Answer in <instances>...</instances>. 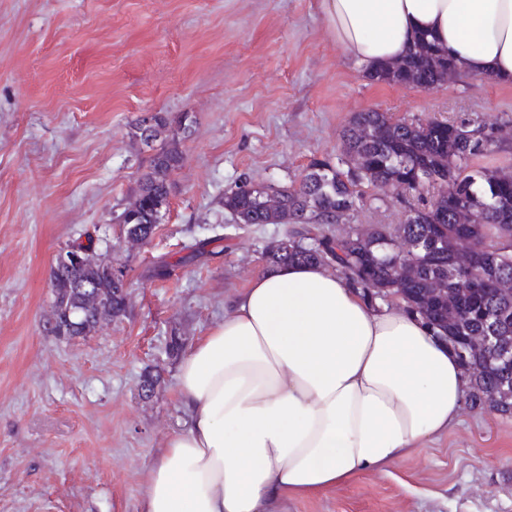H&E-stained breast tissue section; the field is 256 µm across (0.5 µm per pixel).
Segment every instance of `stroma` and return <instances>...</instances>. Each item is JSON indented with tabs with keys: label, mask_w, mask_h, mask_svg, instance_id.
Wrapping results in <instances>:
<instances>
[{
	"label": "stroma",
	"mask_w": 512,
	"mask_h": 512,
	"mask_svg": "<svg viewBox=\"0 0 512 512\" xmlns=\"http://www.w3.org/2000/svg\"><path fill=\"white\" fill-rule=\"evenodd\" d=\"M367 109L512 131V84L372 81L329 37L320 0H0V512H138L160 448L189 424L171 339L191 346L223 321L286 231L234 223L225 192L338 164ZM144 112L190 127L169 208L133 248L117 218L148 166L132 135ZM362 193L342 226L402 221L397 191ZM90 237L125 268L128 312L60 339L47 330L50 267ZM199 239L202 255L184 260ZM161 259L171 275L149 277ZM148 371L161 383L144 397ZM291 512H512V418L462 407L426 452Z\"/></svg>",
	"instance_id": "1"
}]
</instances>
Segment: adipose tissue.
I'll use <instances>...</instances> for the list:
<instances>
[{
    "instance_id": "ef3b65f1",
    "label": "adipose tissue",
    "mask_w": 512,
    "mask_h": 512,
    "mask_svg": "<svg viewBox=\"0 0 512 512\" xmlns=\"http://www.w3.org/2000/svg\"><path fill=\"white\" fill-rule=\"evenodd\" d=\"M365 68L432 35L466 74L512 83V0H321ZM190 420L147 474L140 512H288L454 426L466 378L452 346L402 306H373L316 264L254 276L182 356Z\"/></svg>"
}]
</instances>
